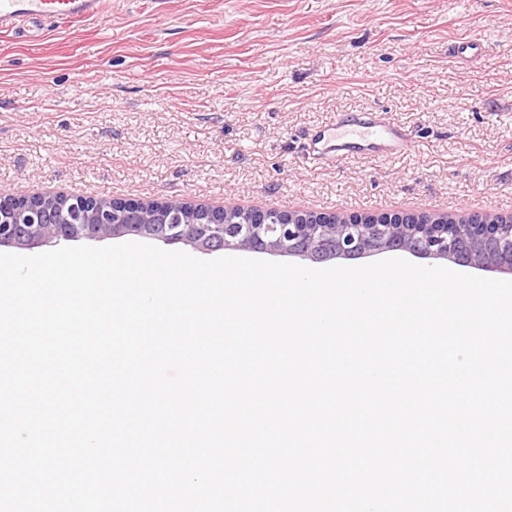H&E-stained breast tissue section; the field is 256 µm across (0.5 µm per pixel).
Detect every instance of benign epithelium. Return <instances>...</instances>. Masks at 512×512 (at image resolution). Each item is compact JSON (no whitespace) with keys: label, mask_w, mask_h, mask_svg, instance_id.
I'll list each match as a JSON object with an SVG mask.
<instances>
[{"label":"benign epithelium","mask_w":512,"mask_h":512,"mask_svg":"<svg viewBox=\"0 0 512 512\" xmlns=\"http://www.w3.org/2000/svg\"><path fill=\"white\" fill-rule=\"evenodd\" d=\"M158 200L99 199L79 193H0V246L28 248L80 238L142 237L218 250L295 255L314 262L402 251L512 275V220L429 213L309 215Z\"/></svg>","instance_id":"7a95c632"}]
</instances>
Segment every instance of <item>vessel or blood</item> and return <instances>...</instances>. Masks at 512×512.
Returning <instances> with one entry per match:
<instances>
[{"label":"vessel or blood","instance_id":"obj_1","mask_svg":"<svg viewBox=\"0 0 512 512\" xmlns=\"http://www.w3.org/2000/svg\"><path fill=\"white\" fill-rule=\"evenodd\" d=\"M106 0H0V33L7 34L37 21H93L104 14ZM411 148V139L387 113L342 112L314 132L308 155L317 164L341 158H396Z\"/></svg>","mask_w":512,"mask_h":512}]
</instances>
